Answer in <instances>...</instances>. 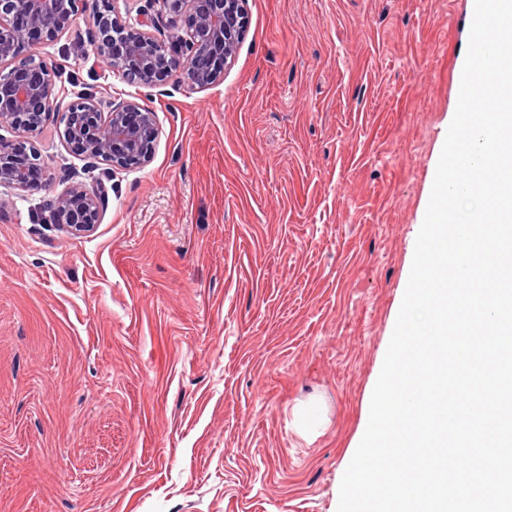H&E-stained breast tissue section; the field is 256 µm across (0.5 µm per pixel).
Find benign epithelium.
Masks as SVG:
<instances>
[{"mask_svg": "<svg viewBox=\"0 0 512 512\" xmlns=\"http://www.w3.org/2000/svg\"><path fill=\"white\" fill-rule=\"evenodd\" d=\"M247 0H145L146 19L132 25L116 9L93 10L92 48L112 72L130 83L163 86L182 75L187 86L208 87L234 60L248 29ZM89 0H0V127L21 137L0 138V188L32 189L46 173L41 155L23 137L49 120L63 126L66 144L80 154L127 168L151 162L157 127L154 112L131 100L114 101L109 111L95 95L73 96L57 110L62 87L56 64L36 49L58 39ZM162 26L156 39L146 25ZM100 199L75 185L56 199V223L70 234L88 232L97 222Z\"/></svg>", "mask_w": 512, "mask_h": 512, "instance_id": "1", "label": "benign epithelium"}]
</instances>
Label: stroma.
<instances>
[{
	"mask_svg": "<svg viewBox=\"0 0 512 512\" xmlns=\"http://www.w3.org/2000/svg\"><path fill=\"white\" fill-rule=\"evenodd\" d=\"M474 0H247L223 78L131 84L90 14L39 53L156 116L115 169L33 133L0 206V512H337L457 106ZM94 229L41 222L68 186ZM325 429L306 437L299 404ZM46 173L41 155L24 140L4 141L0 137V188L32 189Z\"/></svg>",
	"mask_w": 512,
	"mask_h": 512,
	"instance_id": "stroma-1",
	"label": "stroma"
}]
</instances>
